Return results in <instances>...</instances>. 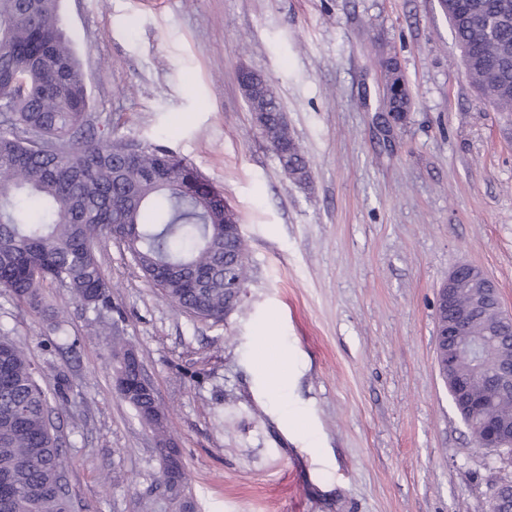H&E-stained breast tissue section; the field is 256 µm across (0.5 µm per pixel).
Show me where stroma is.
Returning a JSON list of instances; mask_svg holds the SVG:
<instances>
[{"label":"stroma","mask_w":512,"mask_h":512,"mask_svg":"<svg viewBox=\"0 0 512 512\" xmlns=\"http://www.w3.org/2000/svg\"><path fill=\"white\" fill-rule=\"evenodd\" d=\"M59 17L94 130L195 167L237 212L249 259L218 323L180 312L112 240L99 253L111 308L49 291L66 335L0 289V334L69 397L57 424L75 512H140L161 475L152 433L113 389L117 338L155 390L198 512H488L512 461L475 446L439 375L437 292L469 263L512 311V113L471 85L439 0H60ZM385 54L412 97L390 136ZM243 68L279 98L307 182L255 126ZM261 336L288 359L276 391Z\"/></svg>","instance_id":"1"}]
</instances>
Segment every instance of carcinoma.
Here are the masks:
<instances>
[{
  "instance_id": "1",
  "label": "carcinoma",
  "mask_w": 512,
  "mask_h": 512,
  "mask_svg": "<svg viewBox=\"0 0 512 512\" xmlns=\"http://www.w3.org/2000/svg\"><path fill=\"white\" fill-rule=\"evenodd\" d=\"M466 74L477 92L512 112V0H442ZM410 100L393 83L385 107ZM262 114L260 133L296 183L309 178L303 150L275 94L247 100ZM86 74L59 21L58 0H0V288L36 311L44 288H63L87 308L111 307L112 284L97 256L121 240L143 277L190 317L221 322L240 303L248 281L247 246L229 227L224 203L200 189L203 176L154 144L133 145L112 132L86 135ZM39 135L35 147L28 132ZM127 385L142 380L135 361L119 368ZM470 390L483 400L463 416L474 442L489 415L512 417V395L491 392L482 377ZM123 399L169 441L164 412L138 391ZM55 407L25 351L0 336V482L22 494H0V512H74L66 461L51 419ZM170 475L173 512H196L181 460L161 455Z\"/></svg>"
}]
</instances>
